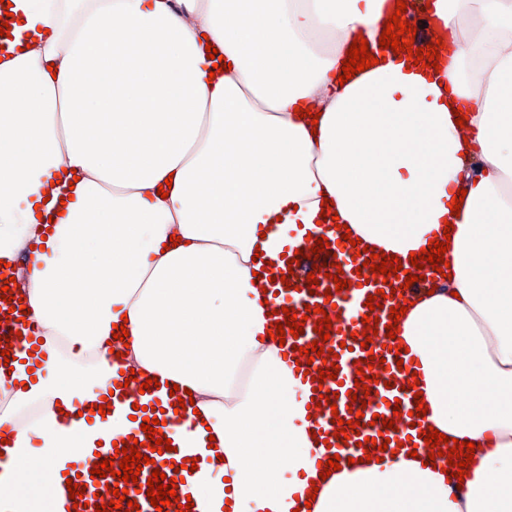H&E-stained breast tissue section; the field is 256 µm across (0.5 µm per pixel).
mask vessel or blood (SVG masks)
<instances>
[{
  "instance_id": "vessel-or-blood-1",
  "label": "vessel or blood",
  "mask_w": 512,
  "mask_h": 512,
  "mask_svg": "<svg viewBox=\"0 0 512 512\" xmlns=\"http://www.w3.org/2000/svg\"><path fill=\"white\" fill-rule=\"evenodd\" d=\"M298 243L296 247H288L283 251L285 259L293 260V273L288 282H273L272 295L279 305L291 308L295 314L306 316L304 332L301 335H286L285 346L289 359H299L301 347L312 344L317 340L315 332L317 316L315 310L324 306L325 302H332L334 308L330 337L327 341L329 348L335 349L338 367L336 379L325 380L323 385H316L314 381L319 369H322V360H314L309 367H297L296 372L300 376L302 385L308 388H321L324 396L334 397V404H322L314 409L313 416L317 421L318 433L321 439L327 440L331 453L337 454L341 459H348L359 450V442L363 438L376 440L377 443L391 441V443H404L408 448L424 447L425 441L421 438L420 427L414 426L410 416L414 409L413 396L404 387L405 380L411 376L414 366L411 361H398L394 351L388 350V336L378 333L372 341H365L362 322L364 315L375 314L380 325H388L390 310L401 305L402 300L396 295L395 290L401 285L400 280L391 278L383 279L382 276L372 274L370 268L364 267L362 258L357 257L355 247L342 240L336 234L334 225L321 224L316 229L306 227L298 229ZM327 238L329 242L328 252L320 253L318 260H296V250L310 252L317 238ZM338 263L342 266V278L347 285L342 291H334L333 278H320L315 288H308L307 275L312 272L314 263ZM388 287L392 293L383 299L381 308L371 310L366 307L368 296L376 295L378 289ZM382 359V366L373 367L372 372L376 383L365 403L354 402L350 394L355 387L356 367L355 362L366 359L369 356ZM402 408V416H394L395 408ZM362 411L364 414V427L360 432L351 435L350 439L339 440L334 436L337 431L338 420H352L354 411ZM394 420V428H386L384 420ZM114 448H101L99 455H88L82 461L71 467V474L77 475L78 485L84 486L83 506H74L72 499H65L61 512H96L93 503L101 501L110 502L112 491L116 488H124L128 491V497L133 503L138 504L139 512H159L153 507L147 496V480L151 477L155 462L161 461V454H154L152 463L143 465L137 482H124L106 476L103 478L92 477L91 471L99 458L114 457Z\"/></svg>"
}]
</instances>
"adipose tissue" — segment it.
Instances as JSON below:
<instances>
[{
  "label": "adipose tissue",
  "mask_w": 512,
  "mask_h": 512,
  "mask_svg": "<svg viewBox=\"0 0 512 512\" xmlns=\"http://www.w3.org/2000/svg\"><path fill=\"white\" fill-rule=\"evenodd\" d=\"M11 3L0 261L32 257L37 340L0 367V424L16 427L0 512H59L51 478L101 428L62 414L103 404L130 370L193 394L177 432L199 512H512V0H429L442 71L395 56L344 84L354 38L376 42L396 0ZM53 181L72 200L45 195ZM326 199L379 252L451 237L447 276L398 340L423 423L477 446L465 479L404 450L319 476L309 393L269 335L257 262L281 265ZM30 457L39 472L17 474Z\"/></svg>",
  "instance_id": "1"
}]
</instances>
